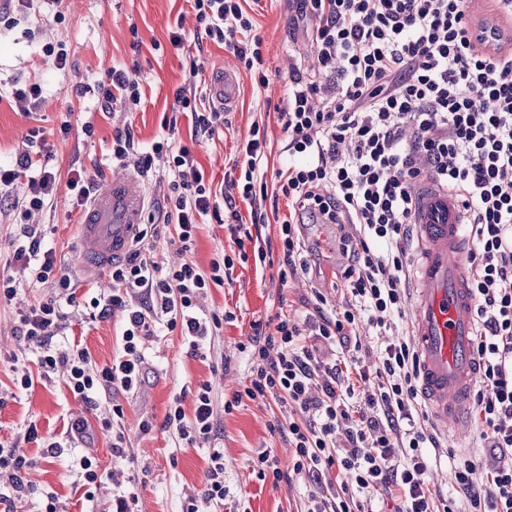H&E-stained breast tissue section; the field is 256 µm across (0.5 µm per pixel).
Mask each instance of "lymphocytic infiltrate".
Segmentation results:
<instances>
[{
	"label": "lymphocytic infiltrate",
	"mask_w": 512,
	"mask_h": 512,
	"mask_svg": "<svg viewBox=\"0 0 512 512\" xmlns=\"http://www.w3.org/2000/svg\"><path fill=\"white\" fill-rule=\"evenodd\" d=\"M243 0H189L206 38L224 44L255 83L265 87L262 40ZM473 0H294L295 11L311 22L314 64L295 74L278 118L288 162L266 180L264 127L252 124L223 190H213L190 148L167 137L150 153L138 154L131 131H116L112 159L135 162L150 172L166 164L172 178L165 223L174 227L182 252L195 242L207 216L222 218L235 245L232 254L212 260L209 270L185 261L160 267L142 246L112 266V292L77 302L71 279L57 272L54 251L44 248L37 228L24 229L25 244L15 260L29 268L37 285L57 283L60 291L35 304L19 301V284L0 276V303L14 304L28 347L38 353V373L23 372L19 390L36 377L64 370L65 384L88 409L100 395L138 391L145 380V341L157 325L179 331L190 355L205 357L206 345L233 312L205 313L209 288L230 279L247 261L277 269L280 283L304 275L305 219L334 224L342 257L338 268L348 298L337 309L313 291L304 316L284 312L252 322L243 345L251 361L249 380L225 410L243 399L274 397L294 406L304 422H289L293 470L319 478L338 468L352 486L336 499L312 497L307 512H374V492L393 486L403 495L397 512H512V55L486 53L472 39ZM433 179L461 203L473 243L470 283L476 300V350L480 377L474 393L481 437L498 455L490 465L462 456L451 476L467 499L438 501L426 485V449L438 447L436 434L414 419L419 366L409 331L401 326L409 299L408 229L416 206L415 187ZM25 180L16 213L25 221L55 194V172L23 155L0 168V187ZM285 198L288 214L271 242L255 237L252 225L265 223L267 198ZM251 208L243 223L238 202ZM83 304L89 318L120 314L121 351L97 365L87 348L57 349L67 310ZM366 328L384 339L376 360L366 364L356 335ZM342 348V358L325 361L305 338ZM353 369L362 390L342 379ZM184 393L169 401L162 424L178 447L210 441L215 432V397L200 382L185 409ZM26 458L0 445V504L33 489L23 477ZM79 466L86 500L111 485L108 512H135L138 495L126 480L100 469L95 458ZM224 499V451L211 448L200 497L188 498L181 512H201L200 503Z\"/></svg>",
	"instance_id": "obj_1"
}]
</instances>
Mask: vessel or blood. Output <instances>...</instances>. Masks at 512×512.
Wrapping results in <instances>:
<instances>
[{"label":"vessel or blood","mask_w":512,"mask_h":512,"mask_svg":"<svg viewBox=\"0 0 512 512\" xmlns=\"http://www.w3.org/2000/svg\"><path fill=\"white\" fill-rule=\"evenodd\" d=\"M482 16L499 30L491 52L511 53L512 23L497 16L491 0H484ZM209 95L220 110L236 105L232 69L216 74ZM417 193L420 201L412 222L419 254L411 333L420 365L419 393L444 436L459 444L469 433L466 415L478 379L475 299L467 284L469 242L463 214L451 195L428 183L419 185ZM147 205L142 181L129 172L93 194L83 214L77 262L86 277L100 281L109 265L129 250Z\"/></svg>","instance_id":"1"}]
</instances>
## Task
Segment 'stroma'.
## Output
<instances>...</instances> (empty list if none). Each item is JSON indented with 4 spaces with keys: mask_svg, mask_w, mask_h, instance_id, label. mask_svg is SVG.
Instances as JSON below:
<instances>
[{
    "mask_svg": "<svg viewBox=\"0 0 512 512\" xmlns=\"http://www.w3.org/2000/svg\"><path fill=\"white\" fill-rule=\"evenodd\" d=\"M246 9L256 22L266 60L267 86L259 94L253 91V75L238 58L223 46L198 40L196 16L187 0H40L29 13L20 10L17 0H9L0 9V164L14 165L28 152V135L36 128L51 152L50 166L62 179L75 168L100 187L121 171L111 160L116 130L129 129L144 152L172 130L191 147L206 178L218 183L237 159L251 124L259 121L270 143L268 165L279 167L284 133L276 108L286 97L293 66L312 63L307 25L296 20L292 0H248ZM174 29L183 37L177 46L170 41ZM49 46L67 50L65 69H57L47 56ZM226 67L235 71L239 83L228 124L212 137L191 141L190 120L172 110L174 93L180 88L207 92L212 74ZM115 68L138 78L140 104L129 107L117 101L106 109L97 96L82 94V86L108 82ZM35 82L42 87L41 99L28 115L16 107L12 92ZM64 122L69 125L65 133L60 130ZM144 182L150 201L145 221L156 227L146 241L160 265L187 259L206 269L217 253L233 249L227 230L209 219L198 225L192 251L180 253L172 242L173 227L162 226L159 214L169 192L167 170L156 166ZM22 193L19 185L0 191V274L20 281L27 273L13 258L20 229L12 217ZM80 220L81 210L73 206L62 182L51 202L34 212L29 222L43 231L44 245L54 250L63 274L70 276L76 298L110 294L111 282L94 284L76 268ZM307 260L309 273L285 286L272 279L269 271L249 263L236 266L230 282L210 288L204 309L229 310L235 319L224 323L212 339L206 358L190 356L178 333L157 329L146 342L148 378L141 389L100 400L101 408L116 402L124 409L126 455L122 458L113 456L111 433L101 430L96 412L73 398L62 375L38 380L27 392L17 389L13 357L26 353V342L18 331L14 306L0 303V443L29 460L24 476L36 488L35 495L11 503L12 512H35L40 498L50 493L58 497L63 512H105L111 487L98 490L96 502L82 498L78 471L85 455L97 458L102 468L134 478L140 512H178L187 496L203 490L209 449L176 447L162 423L170 395L179 390L193 394L202 381L211 382L214 389V446L224 451L226 497L218 512H304L315 489L327 495L339 491L342 478L337 470L326 473L318 485L308 476L294 474L287 436L271 431V423L299 419V412L271 397L246 399L232 411L224 409L225 400L243 390L251 372V359L240 345L251 334L252 321L281 308L303 314L302 300L315 288L330 305H341L345 290L336 277L339 253L313 250ZM75 341L88 349L97 364L111 363L121 348L119 317L92 322L82 312L71 311L69 327L57 337L56 345L63 349ZM145 416L155 423L148 434L138 429ZM77 419L86 422L85 433L68 432V423ZM30 420L37 422L42 436L61 443L60 457H48L37 444L24 441V425ZM456 449L444 441L427 451L426 482L447 498L457 494L451 479ZM264 451L277 458L287 480L275 483L256 478L252 461Z\"/></svg>",
    "mask_w": 512,
    "mask_h": 512,
    "instance_id": "obj_1",
    "label": "stroma"
}]
</instances>
